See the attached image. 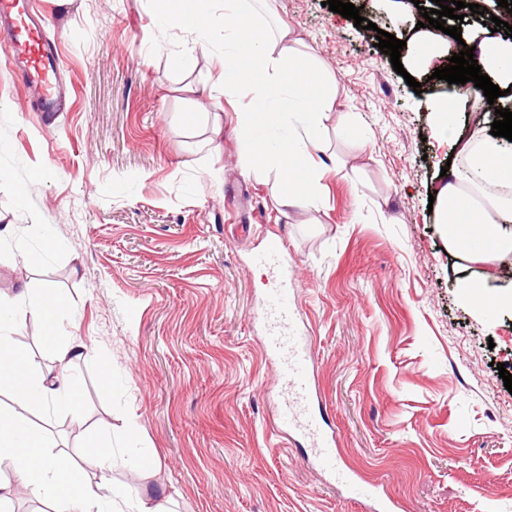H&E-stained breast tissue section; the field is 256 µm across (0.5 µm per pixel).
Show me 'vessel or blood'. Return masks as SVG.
I'll list each match as a JSON object with an SVG mask.
<instances>
[{
    "mask_svg": "<svg viewBox=\"0 0 512 512\" xmlns=\"http://www.w3.org/2000/svg\"><path fill=\"white\" fill-rule=\"evenodd\" d=\"M0 18L10 23L12 31L4 50L19 60L24 79L38 90L39 111H56L62 94L51 81L54 59L41 24L23 0H0ZM285 253L284 244L273 238L259 258L274 277L260 315L267 327V348L277 361L280 422L289 432L308 441L324 470L349 484L353 481L352 472L337 458L334 437L327 434L312 410L318 391L310 366L309 340L297 327L299 313L290 299Z\"/></svg>",
    "mask_w": 512,
    "mask_h": 512,
    "instance_id": "1",
    "label": "vessel or blood"
}]
</instances>
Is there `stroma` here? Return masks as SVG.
Returning a JSON list of instances; mask_svg holds the SVG:
<instances>
[{
    "label": "stroma",
    "instance_id": "obj_1",
    "mask_svg": "<svg viewBox=\"0 0 512 512\" xmlns=\"http://www.w3.org/2000/svg\"><path fill=\"white\" fill-rule=\"evenodd\" d=\"M37 2L70 101L34 111L0 50V295H67L55 340L30 315L10 327L32 371L53 368L55 341L90 349L70 370L78 408H31L58 429L56 453L115 448L114 484L165 493L169 512H364L369 484L398 512H512V392L498 371L512 368V313L489 323L461 302L428 210L454 154L431 108L454 101L468 134L481 100L425 70L413 91L375 33L322 0L256 2L257 21L289 26L299 58L336 80L334 110L298 160L325 170L313 202L283 207L275 169L238 165L268 121L240 129L222 93L192 92L242 50L222 29L184 69L188 39L156 40L155 0ZM273 237L322 413L360 489L274 431L256 263ZM22 249L34 263L20 265Z\"/></svg>",
    "mask_w": 512,
    "mask_h": 512
}]
</instances>
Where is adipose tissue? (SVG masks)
I'll return each instance as SVG.
<instances>
[{
	"label": "adipose tissue",
	"instance_id": "adipose-tissue-1",
	"mask_svg": "<svg viewBox=\"0 0 512 512\" xmlns=\"http://www.w3.org/2000/svg\"><path fill=\"white\" fill-rule=\"evenodd\" d=\"M213 0H159L158 9L167 16V26L182 28L191 21L195 37L205 35L214 23ZM224 33L234 41H245V57L225 55L216 77L224 97L236 113L240 126L253 125L257 116L250 100L281 89H288L286 107L300 106L304 114V134L286 143L281 153L280 179L276 185L285 205L311 198L316 180L314 170L299 168L295 159L309 150V134L319 130L331 111L335 89L330 82L313 79L296 63V40L290 27H267L257 24L238 11L225 10ZM251 70L249 96L240 94L243 68ZM462 158L467 161L466 174L437 193L438 222L448 246V253L462 267L481 266L485 279H459L461 298L478 318L490 312L512 310V294L487 297V277L493 276L498 264L512 257V145L504 138L478 135L463 143ZM88 350L78 341L57 344L55 358L59 372L53 380L29 373L23 356L14 349L10 336L0 330V378L10 381L19 403H52L66 400L77 405L76 385L69 368L86 358ZM8 459L19 481L35 493L54 489L65 512H94L102 500L106 475L113 467L111 449L90 451L88 463L97 469L99 479L81 480L74 466L62 463L59 456L44 453L19 442L9 415L0 413V459Z\"/></svg>",
	"mask_w": 512,
	"mask_h": 512
}]
</instances>
